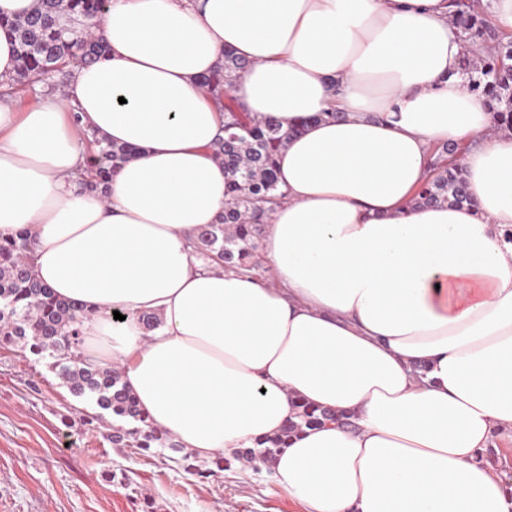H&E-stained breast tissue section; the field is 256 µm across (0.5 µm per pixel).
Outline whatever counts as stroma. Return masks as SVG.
I'll use <instances>...</instances> for the list:
<instances>
[{
	"label": "stroma",
	"instance_id": "stroma-1",
	"mask_svg": "<svg viewBox=\"0 0 512 512\" xmlns=\"http://www.w3.org/2000/svg\"><path fill=\"white\" fill-rule=\"evenodd\" d=\"M23 344L0 347V512H304L269 469L112 444L121 420Z\"/></svg>",
	"mask_w": 512,
	"mask_h": 512
}]
</instances>
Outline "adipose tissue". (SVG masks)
Segmentation results:
<instances>
[{"instance_id":"1","label":"adipose tissue","mask_w":512,"mask_h":512,"mask_svg":"<svg viewBox=\"0 0 512 512\" xmlns=\"http://www.w3.org/2000/svg\"><path fill=\"white\" fill-rule=\"evenodd\" d=\"M106 57L20 107L0 29V239L86 314L82 351L118 366L152 425L208 462L259 448L305 512H512V130L459 73L448 0H109ZM252 118L301 127L262 226L266 281L198 257L224 209L225 50ZM134 149L86 191V135ZM459 145L470 200L414 205ZM150 313L158 327L138 321ZM248 64L238 58L232 51L224 52V61L208 77L204 83L209 87L214 99L223 106L224 98H230L228 95L229 86L232 80L242 72ZM300 422L288 421V425L283 429L281 434L266 439L268 445L265 446L263 451L256 452L255 450L248 449L235 456L240 462L249 461L253 462L257 456L263 460H269L286 442V439L297 429L302 426L313 427L322 423L324 419L331 417L325 412L316 413V410L306 408L300 414Z\"/></svg>"}]
</instances>
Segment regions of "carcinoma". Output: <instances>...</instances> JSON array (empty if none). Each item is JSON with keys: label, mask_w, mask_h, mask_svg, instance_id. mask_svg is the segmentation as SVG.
<instances>
[{"label": "carcinoma", "mask_w": 512, "mask_h": 512, "mask_svg": "<svg viewBox=\"0 0 512 512\" xmlns=\"http://www.w3.org/2000/svg\"><path fill=\"white\" fill-rule=\"evenodd\" d=\"M108 0H40L32 13L13 20L0 19L17 45L19 68L13 83L66 75L73 61L91 64L109 52L103 37L86 29V20L103 13ZM453 23L464 35L468 49L461 72L470 90L489 100L494 124L512 129V36L499 35L487 26L485 9L454 0ZM247 63L233 52L205 78L218 104L228 97V88ZM300 128L282 129L272 122H257L245 112H224V137L214 144L224 162L226 175L224 211L217 222L202 227L195 240L198 255L218 259L230 267L251 268L249 258L256 248L266 214L265 204L284 198L278 191L276 158ZM98 151L91 160L83 186L107 193L112 169L129 159L127 146L93 139ZM469 201L460 165L444 163L417 192L416 202L427 205H461ZM33 246L25 236L0 240V346L18 341L40 356L46 351L55 358L53 368L70 391L80 397L91 395L97 406L118 418L132 421L126 431L108 436L114 444L128 448H175L171 437L155 429L139 408L136 397L115 366H98L81 353L82 324L86 314L71 300L56 297L32 274ZM328 415L306 408L300 421L288 422L281 434L266 439L264 450L248 449L239 461L269 460L297 429L322 423Z\"/></svg>", "instance_id": "cac0c4a2"}]
</instances>
